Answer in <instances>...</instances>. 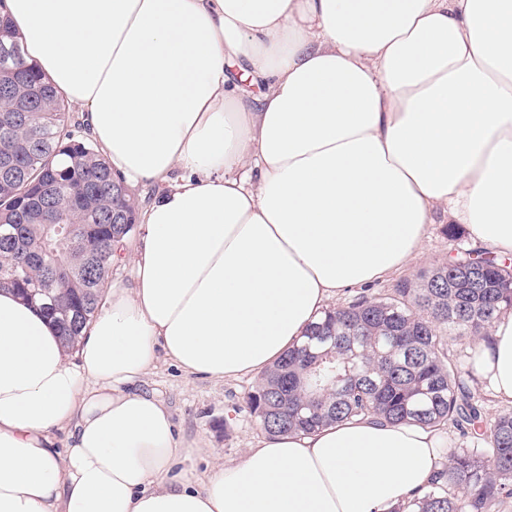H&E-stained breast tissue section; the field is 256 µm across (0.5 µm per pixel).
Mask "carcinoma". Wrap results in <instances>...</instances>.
Segmentation results:
<instances>
[{"instance_id": "cac0c4a2", "label": "carcinoma", "mask_w": 512, "mask_h": 512, "mask_svg": "<svg viewBox=\"0 0 512 512\" xmlns=\"http://www.w3.org/2000/svg\"><path fill=\"white\" fill-rule=\"evenodd\" d=\"M20 45L0 13V45ZM0 288L37 305L68 349L98 312L116 247L138 218L129 191L71 129L67 96L21 54L0 76ZM512 309V266L480 248L361 295L310 325L246 397L269 433H312L358 417L451 427V447L427 486L389 512H497L512 497V413L490 418L470 383L478 345Z\"/></svg>"}]
</instances>
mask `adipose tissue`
<instances>
[{
    "label": "adipose tissue",
    "instance_id": "adipose-tissue-1",
    "mask_svg": "<svg viewBox=\"0 0 512 512\" xmlns=\"http://www.w3.org/2000/svg\"><path fill=\"white\" fill-rule=\"evenodd\" d=\"M6 10L114 175L165 189L118 248L131 287H112L76 354L0 291V512H390L424 488L447 433L371 417L174 476L188 450L133 386L161 355L261 374L331 298L402 267L436 211L512 255V0ZM479 349L478 386L512 406V309Z\"/></svg>",
    "mask_w": 512,
    "mask_h": 512
}]
</instances>
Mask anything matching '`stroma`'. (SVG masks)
Listing matches in <instances>:
<instances>
[{"mask_svg": "<svg viewBox=\"0 0 512 512\" xmlns=\"http://www.w3.org/2000/svg\"><path fill=\"white\" fill-rule=\"evenodd\" d=\"M448 223L447 214L436 212L419 251L401 269L370 286V293L389 292L400 281L415 279L421 271L445 261L456 249L471 247L468 230H461L459 239L448 238L444 232ZM256 382L253 376L225 381L198 378L169 361L156 362L137 388L159 395L172 413L179 438L191 450L174 465V472L203 478L215 462L228 466L239 462L261 438L258 421L246 406V396Z\"/></svg>", "mask_w": 512, "mask_h": 512, "instance_id": "obj_1", "label": "stroma"}]
</instances>
